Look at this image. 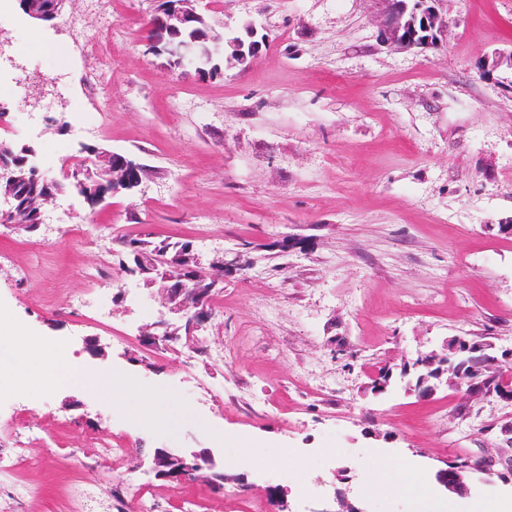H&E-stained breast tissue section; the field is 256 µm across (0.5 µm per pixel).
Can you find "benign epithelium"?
I'll return each mask as SVG.
<instances>
[{
    "label": "benign epithelium",
    "instance_id": "7a95c632",
    "mask_svg": "<svg viewBox=\"0 0 512 512\" xmlns=\"http://www.w3.org/2000/svg\"><path fill=\"white\" fill-rule=\"evenodd\" d=\"M68 0H40L35 5L19 0L21 8L34 21L48 22L61 15ZM190 0H179L178 6L169 8L165 0H157L150 24L149 49L157 55L167 56L175 67L191 66L200 76L213 74L216 63L224 58L226 49L230 57L239 63L257 55L261 42H245L236 37L218 42L209 35L196 32V22L203 16L187 7ZM385 11L378 26L377 39L386 46L401 49H426L439 45L447 33V25L437 8L438 0H383ZM172 260L158 257L153 261L151 272L136 266L124 265L129 276H139L149 287L150 294L158 296L166 315L154 325L157 332L143 331L141 341L147 346L169 348L181 336H192L211 318L208 309L211 291L223 281L224 270L212 269L211 284H206V272L196 268L201 281L194 288L188 287L186 278L169 272ZM512 364V348L501 352L490 342H479L465 336H453L441 351L430 350L420 354L419 362L406 366L403 374L416 370L414 379L407 382L405 392L420 399L433 396L437 386L431 383L437 378L440 384L455 390L468 399L491 397L493 391L484 386L485 373L493 369L499 381L498 397L512 401V387L503 378V364ZM151 470L155 476L172 483L186 479L203 478L214 489L223 490L224 474L214 471L211 453L202 449L191 452H174L155 448L151 452ZM485 475L488 484L498 480L512 485V457L501 459H473L459 455L445 461L437 469L435 479L445 490L465 496L470 491L473 474Z\"/></svg>",
    "mask_w": 512,
    "mask_h": 512
}]
</instances>
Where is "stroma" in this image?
Segmentation results:
<instances>
[{"label": "stroma", "instance_id": "stroma-1", "mask_svg": "<svg viewBox=\"0 0 512 512\" xmlns=\"http://www.w3.org/2000/svg\"><path fill=\"white\" fill-rule=\"evenodd\" d=\"M216 33L254 23L265 48L220 76L170 68L148 51L154 0H69L62 20L31 23L0 0V139L30 146L50 178L80 145L127 153L150 168L134 192L89 207L65 194L34 233L0 224V305L43 347L66 342L89 373L122 370L166 402L155 424L133 400L104 411L80 381L18 392L25 352H0V448L25 428L36 486L24 512H69L81 483L112 512H270L268 486L290 512L333 502L337 468L364 512H438L443 461L499 455L512 402L441 389L428 400L401 386L364 393L384 364L465 336L512 348V70L479 69L512 49V0H441L443 43L399 50L376 40L383 0H193ZM64 76L65 93L30 95ZM64 114L58 130L42 113ZM193 241L202 267L224 264L199 346L156 349L141 330L161 306L115 282L124 237ZM78 296L94 305L72 308ZM110 309L98 320L96 307ZM95 338L106 354L86 347ZM230 351L216 362L212 354ZM209 449L233 459L247 488L154 477L149 461L99 466L106 442ZM290 449L291 462L272 459ZM407 464L418 497L367 492L383 461ZM147 486H130L131 475Z\"/></svg>", "mask_w": 512, "mask_h": 512}]
</instances>
